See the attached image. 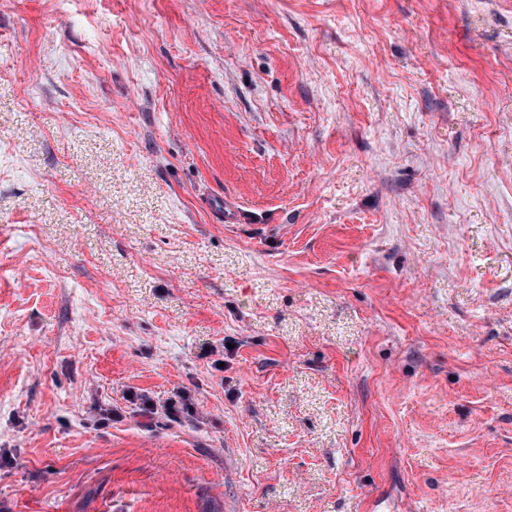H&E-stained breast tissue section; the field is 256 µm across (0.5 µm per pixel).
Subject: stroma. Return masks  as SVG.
I'll return each instance as SVG.
<instances>
[{
  "label": "stroma",
  "instance_id": "1",
  "mask_svg": "<svg viewBox=\"0 0 512 512\" xmlns=\"http://www.w3.org/2000/svg\"><path fill=\"white\" fill-rule=\"evenodd\" d=\"M0 512H512V0H0Z\"/></svg>",
  "mask_w": 512,
  "mask_h": 512
}]
</instances>
